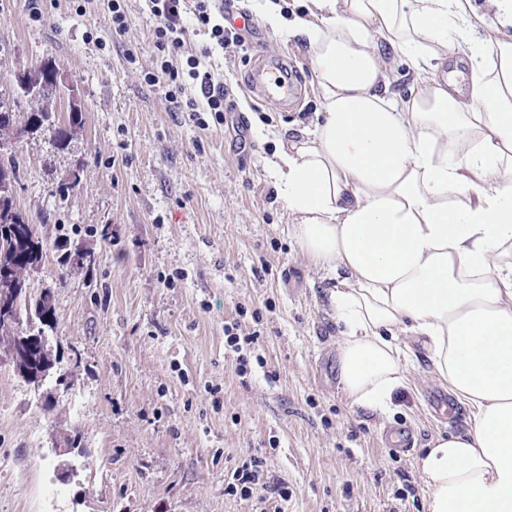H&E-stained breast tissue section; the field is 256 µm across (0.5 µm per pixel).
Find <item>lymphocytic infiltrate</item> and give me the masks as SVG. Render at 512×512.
Masks as SVG:
<instances>
[{"mask_svg": "<svg viewBox=\"0 0 512 512\" xmlns=\"http://www.w3.org/2000/svg\"><path fill=\"white\" fill-rule=\"evenodd\" d=\"M150 10L158 23L153 30V43L158 51L155 70L145 73L148 85H164L165 98L174 112L213 113L216 121L224 119V89L216 83L210 70L202 69L195 55L185 52L187 17H194L197 30L208 34L213 46L222 50L240 49L245 40L233 27L217 19L210 0H196L187 7L186 0H150ZM195 87L199 98L187 96V87Z\"/></svg>", "mask_w": 512, "mask_h": 512, "instance_id": "f902f5d3", "label": "lymphocytic infiltrate"}]
</instances>
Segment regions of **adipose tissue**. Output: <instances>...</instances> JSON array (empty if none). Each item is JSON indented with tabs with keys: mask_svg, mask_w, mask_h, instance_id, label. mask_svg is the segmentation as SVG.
I'll return each instance as SVG.
<instances>
[{
	"mask_svg": "<svg viewBox=\"0 0 512 512\" xmlns=\"http://www.w3.org/2000/svg\"><path fill=\"white\" fill-rule=\"evenodd\" d=\"M321 114L267 163L301 250L338 277L340 382L379 414L424 353L471 426L418 461L427 512H512V0H306ZM469 73L447 71L456 43ZM409 96L391 89L400 64Z\"/></svg>",
	"mask_w": 512,
	"mask_h": 512,
	"instance_id": "ef3b65f1",
	"label": "adipose tissue"
}]
</instances>
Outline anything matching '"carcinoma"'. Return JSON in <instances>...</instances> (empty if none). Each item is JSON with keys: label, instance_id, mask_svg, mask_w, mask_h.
<instances>
[{"label": "carcinoma", "instance_id": "cac0c4a2", "mask_svg": "<svg viewBox=\"0 0 512 512\" xmlns=\"http://www.w3.org/2000/svg\"><path fill=\"white\" fill-rule=\"evenodd\" d=\"M82 113L71 112L68 121H61L57 115L41 110L32 112L25 124L17 123L15 112L0 104V132L13 136L24 135L23 127H28L29 133L49 135L54 143L63 147L67 143L70 130L81 123ZM9 218L0 221V289H25L28 285V274L32 266L40 265L46 256V248L37 233L36 225L28 217L19 212L12 198L5 199ZM37 327V330L23 332L20 330L22 319ZM58 328V315L55 294L50 288H44L37 295L29 298L20 296L13 324L7 328L0 326V335L10 339V353H15L23 346L24 339L44 328Z\"/></svg>", "mask_w": 512, "mask_h": 512}]
</instances>
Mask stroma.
Instances as JSON below:
<instances>
[{
  "label": "stroma",
  "instance_id": "obj_1",
  "mask_svg": "<svg viewBox=\"0 0 512 512\" xmlns=\"http://www.w3.org/2000/svg\"><path fill=\"white\" fill-rule=\"evenodd\" d=\"M29 5L0 0V104L22 121L43 108L64 118L74 87L83 120L61 149L40 133L12 143L13 203L48 246L29 283L55 292L58 364L35 392L0 342V512H427L418 460L434 435L466 430L470 412L454 399L433 407L447 389L422 356L388 415L350 406L334 283L290 234L266 171L276 144L256 134L315 121L306 47L255 19L263 49L287 57L304 94L285 109L257 101L244 84L253 50L217 49L204 63L246 121L201 126L143 80L157 63L148 0H126L120 35L107 0L83 16L43 0L38 21ZM45 60L68 86L21 98L18 71ZM65 240L93 265L59 263ZM228 323L260 334L247 374L224 347ZM393 427L414 431L410 452L386 448ZM73 433L80 449L64 458L74 467L64 481L54 445ZM253 454L264 499L225 494Z\"/></svg>",
  "mask_w": 512,
  "mask_h": 512
}]
</instances>
